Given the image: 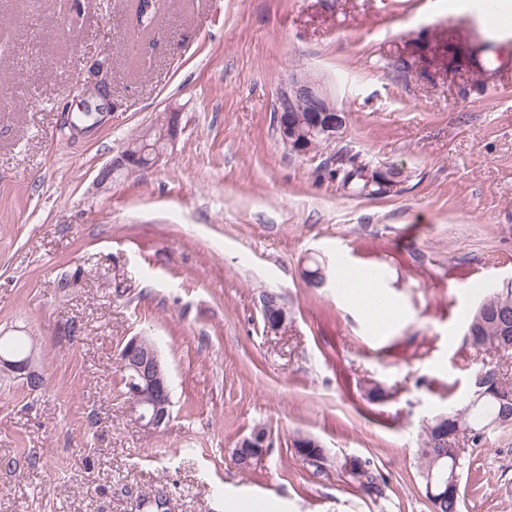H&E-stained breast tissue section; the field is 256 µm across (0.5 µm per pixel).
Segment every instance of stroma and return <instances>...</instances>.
Listing matches in <instances>:
<instances>
[{
    "label": "stroma",
    "instance_id": "obj_1",
    "mask_svg": "<svg viewBox=\"0 0 512 512\" xmlns=\"http://www.w3.org/2000/svg\"><path fill=\"white\" fill-rule=\"evenodd\" d=\"M63 3L0 0V336L43 376L0 375V512H140L161 487L169 512H431L428 424L468 404L483 366L512 370L464 339L470 283L512 282V43L482 69L485 0H175L143 36L130 0H80L76 22ZM295 74L348 114L306 155L275 119ZM171 110L160 162L102 180ZM347 151L404 181L352 196L329 174ZM317 263L321 288L304 276ZM342 267L373 270L381 318L337 288ZM267 291L288 310L276 332ZM135 336L170 371L157 432L127 410ZM374 383L385 399H367ZM257 428L265 455L241 468L232 451ZM455 445L459 512H512V425ZM293 447L295 448L296 452L298 450H305L307 451V455H314L317 458V461L313 464L309 463L305 458L300 456L304 461H306L309 465L315 466L316 469H321L325 462L327 461L326 454L324 451V448L320 445V443L308 435H297L293 439Z\"/></svg>",
    "mask_w": 512,
    "mask_h": 512
}]
</instances>
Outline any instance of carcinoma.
<instances>
[{"label":"carcinoma","instance_id":"obj_1","mask_svg":"<svg viewBox=\"0 0 512 512\" xmlns=\"http://www.w3.org/2000/svg\"><path fill=\"white\" fill-rule=\"evenodd\" d=\"M167 8L166 2L160 6L150 7V0H139L133 9V27L141 35L153 33L160 16ZM367 164L357 154H346L340 157L331 176L339 180L341 185L356 197H376L387 193L379 184L364 177ZM264 325L274 330L288 315L281 302V297L272 292L266 293L263 301ZM465 340L477 349L486 352L512 351V286L509 285L492 293L475 309L466 332ZM483 390L490 396L483 398L474 405H466L449 416H437L427 427L424 447L419 449L421 473L425 487L433 488L428 496L432 512H458L459 477L464 463L462 456L456 455V449H448L445 457L438 453V441L445 436H462L469 438L472 445L481 439L482 430L496 421L507 411L512 412V378H507L498 368L485 371ZM295 450H305L317 458L313 463L320 469L327 461L324 448L320 443L308 436L297 435L293 439ZM349 474L367 491L379 493L381 488L372 475L361 463L351 464Z\"/></svg>","mask_w":512,"mask_h":512}]
</instances>
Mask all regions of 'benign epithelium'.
Returning <instances> with one entry per match:
<instances>
[{"instance_id": "benign-epithelium-1", "label": "benign epithelium", "mask_w": 512, "mask_h": 512, "mask_svg": "<svg viewBox=\"0 0 512 512\" xmlns=\"http://www.w3.org/2000/svg\"><path fill=\"white\" fill-rule=\"evenodd\" d=\"M306 112V124L294 120V113ZM344 112L334 102L331 94L321 81L308 77H292L288 86L281 91L277 110V126L282 141L298 154L307 153L309 137L322 136L330 141L336 139L345 127ZM178 124L172 122L170 129L159 132L160 146L149 152L148 140L153 130L148 128L130 143L113 164L107 168L101 180L112 178L117 171L132 172L157 163L164 153V146L176 140ZM122 371L128 373L127 394L129 410L135 420L152 431L161 429L171 416V384L169 370L161 358L155 342L147 336L131 338L119 355ZM0 372L14 373L33 387L42 383V376L34 368L30 356L9 359L0 356ZM267 438L253 434L241 441L248 448L245 462L253 465L266 452Z\"/></svg>"}]
</instances>
